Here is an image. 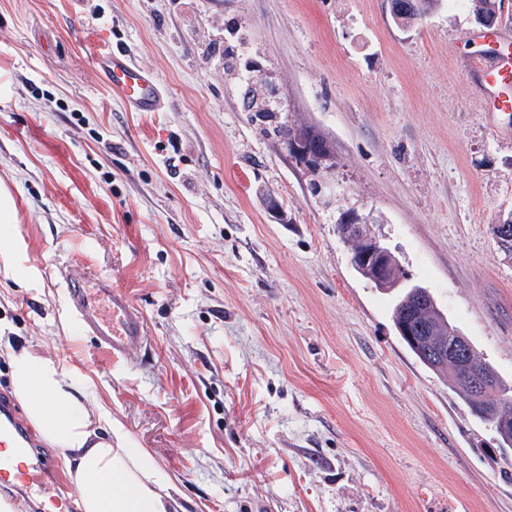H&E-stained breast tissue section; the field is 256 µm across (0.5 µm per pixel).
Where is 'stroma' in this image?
I'll return each instance as SVG.
<instances>
[{
    "label": "stroma",
    "mask_w": 512,
    "mask_h": 512,
    "mask_svg": "<svg viewBox=\"0 0 512 512\" xmlns=\"http://www.w3.org/2000/svg\"><path fill=\"white\" fill-rule=\"evenodd\" d=\"M479 35L468 0L408 27L387 0H0V340L78 372L184 512H512V448L336 231L370 217L512 387V113L482 110ZM108 48L163 111H126ZM76 261L141 308L140 353L82 334ZM100 78L112 87L130 112H160L164 101L154 75L121 50H106L94 58Z\"/></svg>",
    "instance_id": "1"
}]
</instances>
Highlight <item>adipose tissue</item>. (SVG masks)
<instances>
[{
	"label": "adipose tissue",
	"mask_w": 512,
	"mask_h": 512,
	"mask_svg": "<svg viewBox=\"0 0 512 512\" xmlns=\"http://www.w3.org/2000/svg\"><path fill=\"white\" fill-rule=\"evenodd\" d=\"M5 354L13 391L42 441L57 449L80 512H177L172 478L92 402L79 374L26 350Z\"/></svg>",
	"instance_id": "1"
}]
</instances>
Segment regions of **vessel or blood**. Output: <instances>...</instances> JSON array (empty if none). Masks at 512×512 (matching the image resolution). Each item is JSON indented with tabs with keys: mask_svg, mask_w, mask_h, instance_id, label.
I'll return each mask as SVG.
<instances>
[{
	"mask_svg": "<svg viewBox=\"0 0 512 512\" xmlns=\"http://www.w3.org/2000/svg\"><path fill=\"white\" fill-rule=\"evenodd\" d=\"M472 63L489 82L512 83L511 57L501 53L478 55ZM94 67L129 111H162L163 96L154 75L129 53L112 49L100 52ZM61 276L69 311L98 347L116 358L142 351L146 345L144 315L126 293L78 262L62 266ZM34 446L31 433L16 416L14 398L0 396V478L18 474L28 500L35 505L45 499L55 500L58 479L49 458L35 452Z\"/></svg>",
	"mask_w": 512,
	"mask_h": 512,
	"instance_id": "obj_1",
	"label": "vessel or blood"
}]
</instances>
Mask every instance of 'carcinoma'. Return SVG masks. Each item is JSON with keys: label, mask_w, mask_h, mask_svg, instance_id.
Masks as SVG:
<instances>
[{"label": "carcinoma", "mask_w": 512, "mask_h": 512, "mask_svg": "<svg viewBox=\"0 0 512 512\" xmlns=\"http://www.w3.org/2000/svg\"><path fill=\"white\" fill-rule=\"evenodd\" d=\"M439 0H415L417 7L393 15L394 20L403 25H411L429 14ZM389 285L397 286V297L392 311V318L398 335L418 360L436 374L452 375V387L457 395L469 406L471 411L482 421L489 424L503 445L512 447V396L502 384L493 367L482 360L477 353H471L476 366L492 377L495 389L492 393L480 395L473 392L467 380L462 378L448 363V359H432L413 347L405 331L416 333V325L427 324L438 337L453 343L460 331L453 326L448 317L438 307L428 289L420 285H405V276L399 265L391 267Z\"/></svg>", "instance_id": "1"}]
</instances>
